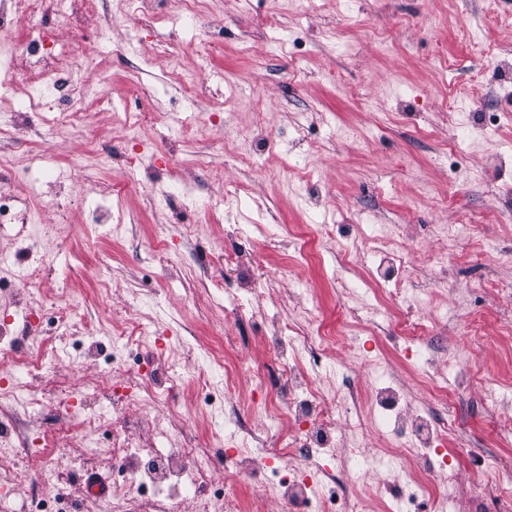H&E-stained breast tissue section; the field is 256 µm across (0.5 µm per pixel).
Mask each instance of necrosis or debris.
I'll list each match as a JSON object with an SVG mask.
<instances>
[{"instance_id": "1", "label": "necrosis or debris", "mask_w": 512, "mask_h": 512, "mask_svg": "<svg viewBox=\"0 0 512 512\" xmlns=\"http://www.w3.org/2000/svg\"><path fill=\"white\" fill-rule=\"evenodd\" d=\"M99 0H16L13 7L0 4V91L8 90L18 62L17 45L7 36L18 24L36 25L39 19L56 14L67 16L80 7L95 12ZM48 32H40L28 45L32 71L37 83L27 101L15 112L9 127L0 129V141L11 140L30 127L34 112L50 113V124L59 129L72 125L78 117L79 96L76 82L81 66L73 52L45 50ZM40 191L39 182L27 187L26 195L0 194V222L11 221L20 227L19 234L29 241L30 277H39L44 268L39 262V232L31 220L32 209L27 194ZM406 348L416 355L417 370L437 398L448 395L449 388H461L470 381L467 370L455 369L445 376L444 349L428 340V327L414 314L404 317ZM270 342L280 358L289 360L288 397L285 408L262 407L236 398L225 401L224 416L236 426L240 448L224 456V494L213 491L214 456L211 449L201 448L194 440L172 437L170 418L161 416L156 404L163 395L161 385L145 379L132 369L124 371L123 388L113 389L112 418L124 420L131 404H138L140 416L152 436L170 441L165 451H147L138 439L125 431L112 437L110 450L98 447L94 440L96 416L84 419L89 442L85 459L108 462L123 474L113 482L112 498L97 504L98 512H173L178 499L190 495L200 499L203 512H265L267 498L281 501L287 512H364L367 499L381 498L395 491L397 512H417L415 505L434 496L436 483L455 484L456 475L447 462H433L454 422L434 416L416 407L396 376L383 369L374 351H366L369 384H362L352 371L340 373L330 390H322L318 380L329 360L325 339L299 335L282 339L271 336ZM31 404L23 380H15L0 390V428L14 430L16 437L9 447L17 454L31 453L32 448L16 428L21 414ZM264 409L268 419L280 429L279 447L271 448L266 438L253 429L250 419L256 409ZM343 409L353 420L378 418L380 437L385 442L378 455L360 457L362 436L335 435L336 409ZM379 470L383 479L375 485L353 480L354 472ZM263 473L265 496L240 507L229 494L237 483L255 473Z\"/></svg>"}]
</instances>
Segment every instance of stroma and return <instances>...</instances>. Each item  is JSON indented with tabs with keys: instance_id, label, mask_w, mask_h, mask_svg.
Returning a JSON list of instances; mask_svg holds the SVG:
<instances>
[{
	"instance_id": "stroma-1",
	"label": "stroma",
	"mask_w": 512,
	"mask_h": 512,
	"mask_svg": "<svg viewBox=\"0 0 512 512\" xmlns=\"http://www.w3.org/2000/svg\"><path fill=\"white\" fill-rule=\"evenodd\" d=\"M167 11L166 0L147 17L133 0H110L106 40L89 21L80 34L61 19L48 25L57 46L73 49L89 93L80 123L39 146L77 176L46 187L34 210L45 276L26 280L13 263L18 241L0 235V328L14 319L15 344L46 357L45 372L26 378L38 402L29 430L57 431L46 454L73 479L41 484L42 455L0 452V505L23 512L42 492L93 512L80 493L94 468L79 459L83 418L100 414L108 446L112 416L105 400L60 394L87 375L107 388L121 380L64 352L92 326L107 350L113 332L143 328L138 361H151L155 378L179 376L162 411L204 446L233 431L212 349L255 357L278 399L268 320L302 324L308 308L333 367L360 368L371 343L417 406L433 408L395 347L399 305L387 302L384 333L342 315L374 286L359 255L376 235L405 258L404 285L423 293L431 336L474 374L448 395L458 428L445 451L459 478L486 455L512 463V264L496 260L512 251V0H207L182 27L164 22ZM201 55L214 77L184 97ZM132 112L152 119L130 127ZM30 147L26 137L6 143L0 190L21 191ZM460 222L469 239L442 234ZM235 250L255 255L254 281L275 268L287 278L246 292L225 261ZM22 292L70 304L67 334L47 344L23 330ZM490 371L500 382L493 400L483 392ZM202 374L212 384L205 405Z\"/></svg>"
}]
</instances>
